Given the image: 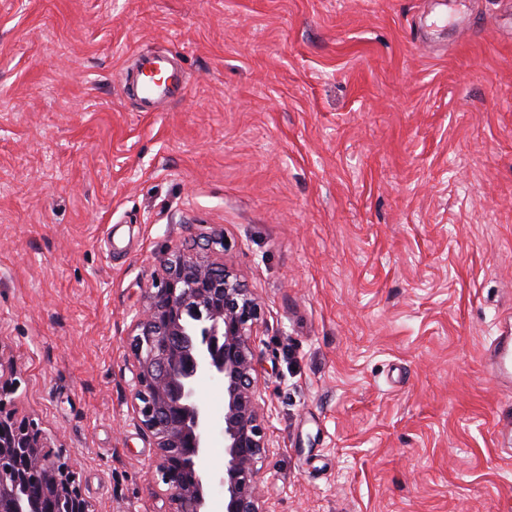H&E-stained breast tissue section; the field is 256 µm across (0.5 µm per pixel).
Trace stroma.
<instances>
[{"instance_id": "obj_1", "label": "stroma", "mask_w": 512, "mask_h": 512, "mask_svg": "<svg viewBox=\"0 0 512 512\" xmlns=\"http://www.w3.org/2000/svg\"><path fill=\"white\" fill-rule=\"evenodd\" d=\"M169 53L184 95L116 79ZM224 234L269 512H512V0H0V363L93 512H165L130 340Z\"/></svg>"}]
</instances>
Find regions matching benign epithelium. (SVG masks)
Masks as SVG:
<instances>
[{
    "instance_id": "benign-epithelium-1",
    "label": "benign epithelium",
    "mask_w": 512,
    "mask_h": 512,
    "mask_svg": "<svg viewBox=\"0 0 512 512\" xmlns=\"http://www.w3.org/2000/svg\"><path fill=\"white\" fill-rule=\"evenodd\" d=\"M160 267L162 278L135 316L132 352L135 411L159 454L166 512H211L205 488L213 483L224 490V512H267L256 479L269 448L253 347L261 308L222 251L215 258L176 251ZM204 378L224 387L219 414L199 393ZM10 392L0 365V512L42 510L12 489L19 479L37 482L54 512H91L68 470L50 461L41 435L5 411ZM217 430L224 437L219 473L204 466Z\"/></svg>"
}]
</instances>
